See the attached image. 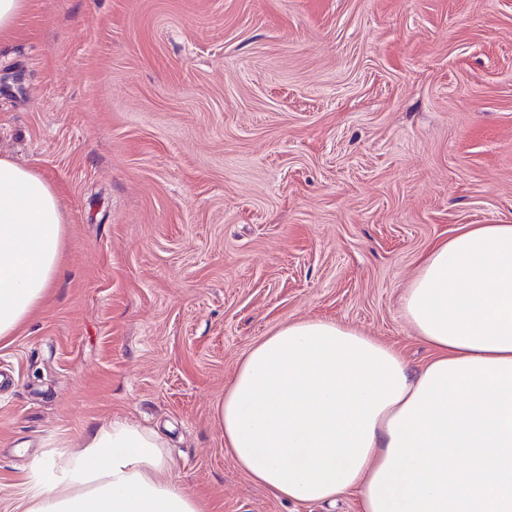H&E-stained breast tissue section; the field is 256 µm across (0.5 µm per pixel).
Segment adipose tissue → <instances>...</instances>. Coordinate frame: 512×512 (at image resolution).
<instances>
[{
  "label": "adipose tissue",
  "instance_id": "adipose-tissue-1",
  "mask_svg": "<svg viewBox=\"0 0 512 512\" xmlns=\"http://www.w3.org/2000/svg\"><path fill=\"white\" fill-rule=\"evenodd\" d=\"M59 199L0 156V339L59 269ZM429 361L326 319H299L241 359L214 410L238 468L275 497L354 493L361 512H512V224L433 245L403 295ZM154 429L115 420L49 464L28 512H202Z\"/></svg>",
  "mask_w": 512,
  "mask_h": 512
}]
</instances>
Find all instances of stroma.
<instances>
[{
    "label": "stroma",
    "mask_w": 512,
    "mask_h": 512,
    "mask_svg": "<svg viewBox=\"0 0 512 512\" xmlns=\"http://www.w3.org/2000/svg\"><path fill=\"white\" fill-rule=\"evenodd\" d=\"M0 155L65 228L0 340V512L116 419L161 431L206 512H360L254 484L214 407L300 318L428 361L401 306L421 254L512 223V0H27L0 38Z\"/></svg>",
    "instance_id": "obj_1"
}]
</instances>
